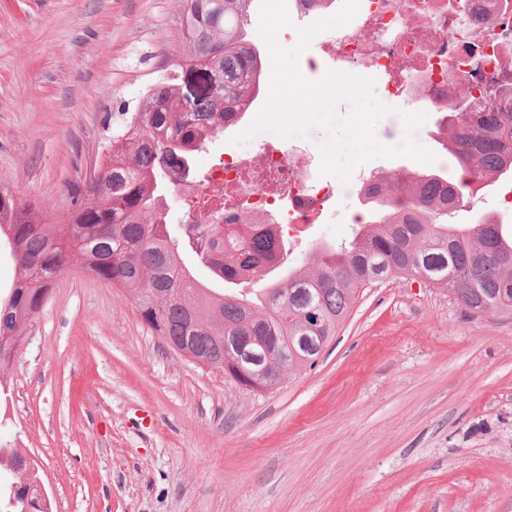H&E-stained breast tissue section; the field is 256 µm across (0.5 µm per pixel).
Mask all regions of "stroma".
Here are the masks:
<instances>
[{"mask_svg":"<svg viewBox=\"0 0 512 512\" xmlns=\"http://www.w3.org/2000/svg\"><path fill=\"white\" fill-rule=\"evenodd\" d=\"M178 0H0V187L53 216L101 161L112 117L135 110L177 44ZM443 115L413 139L453 161ZM302 231L290 265L339 243L371 173ZM512 173L454 221L494 214ZM0 393V444L36 462L53 512H512V313L470 314L415 277L366 288L317 365L256 393L168 349L129 296L79 262L23 329Z\"/></svg>","mask_w":512,"mask_h":512,"instance_id":"obj_1","label":"stroma"}]
</instances>
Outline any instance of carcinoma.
<instances>
[{"instance_id": "obj_1", "label": "carcinoma", "mask_w": 512, "mask_h": 512, "mask_svg": "<svg viewBox=\"0 0 512 512\" xmlns=\"http://www.w3.org/2000/svg\"><path fill=\"white\" fill-rule=\"evenodd\" d=\"M254 0H180L179 45L169 66L145 90L133 112L118 113L105 148L104 174L84 185L61 224L48 222L36 203L0 191V237L19 275L0 302V364L11 359L18 331L39 314L58 276L72 260L99 280L128 293L142 321L165 343L224 371L256 391L258 354L289 339L288 371L313 368L361 290L421 274L473 315L512 311V234L490 215L467 228L448 223L466 195L512 172V83L462 85L446 107L442 129L458 177L409 170L371 175L362 196L369 220L340 245L323 244L312 261L288 264V239L279 224H236L203 215L180 239L168 224L167 197L176 175H193V158L235 125L256 102L263 74L250 40ZM203 67L223 77L192 112L181 110L183 76ZM233 291L198 281L183 260L185 247ZM255 282L258 288L240 289ZM19 448L0 447V466L22 462ZM28 486L0 489V512H52Z\"/></svg>"}]
</instances>
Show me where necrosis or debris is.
Masks as SVG:
<instances>
[{"label":"necrosis or debris","instance_id":"obj_1","mask_svg":"<svg viewBox=\"0 0 512 512\" xmlns=\"http://www.w3.org/2000/svg\"><path fill=\"white\" fill-rule=\"evenodd\" d=\"M322 47L340 68L382 74L376 92L384 101L406 99L434 112L447 101L451 78L512 82V0H362ZM340 191L318 175L312 156L269 149L256 163L232 149L185 186L183 201L191 218L205 206L228 222L246 210L257 223L298 228Z\"/></svg>","mask_w":512,"mask_h":512}]
</instances>
